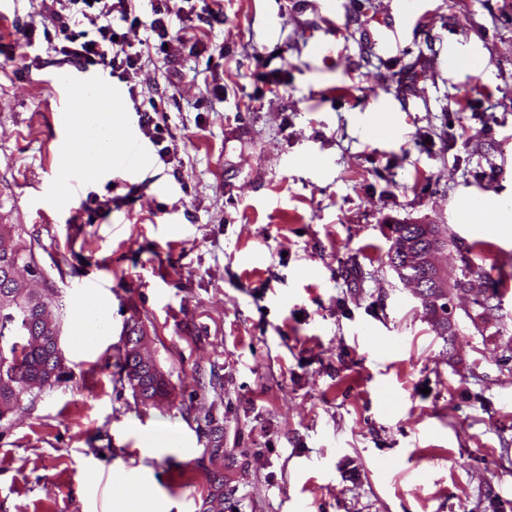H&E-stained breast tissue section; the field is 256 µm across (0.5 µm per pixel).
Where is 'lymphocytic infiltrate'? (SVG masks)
<instances>
[{
  "instance_id": "1",
  "label": "lymphocytic infiltrate",
  "mask_w": 512,
  "mask_h": 512,
  "mask_svg": "<svg viewBox=\"0 0 512 512\" xmlns=\"http://www.w3.org/2000/svg\"><path fill=\"white\" fill-rule=\"evenodd\" d=\"M28 2L33 19L19 27L26 53L48 49L59 66L126 84L133 100L139 92L132 76L153 56L175 62L172 42H190L197 39L200 26L212 29L224 22L222 0H185L176 10L168 0H55L48 20L61 38L43 47L36 41L34 21L40 0Z\"/></svg>"
}]
</instances>
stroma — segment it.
Wrapping results in <instances>:
<instances>
[{"label": "stroma", "mask_w": 512, "mask_h": 512, "mask_svg": "<svg viewBox=\"0 0 512 512\" xmlns=\"http://www.w3.org/2000/svg\"><path fill=\"white\" fill-rule=\"evenodd\" d=\"M394 56L363 43L393 0H224L206 54L138 72L175 136L128 172L61 147L58 68L0 66V211L60 306L62 373L0 420V512H512V0H416ZM477 70L448 68V45ZM224 86L223 100L212 95ZM395 224H441L487 306L434 327L388 262ZM104 286L95 309L78 287ZM142 332L170 382L119 366ZM138 474L116 485L117 470Z\"/></svg>", "instance_id": "1"}]
</instances>
